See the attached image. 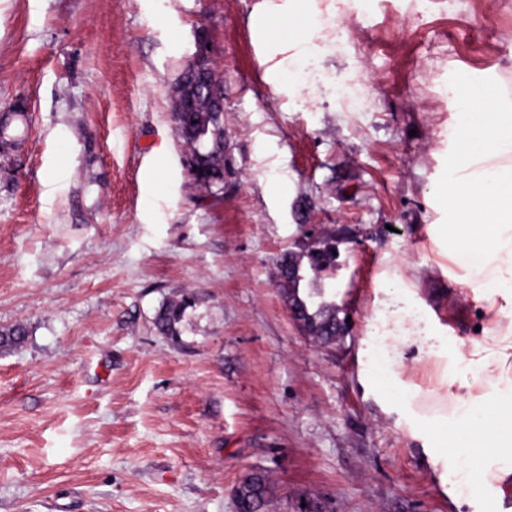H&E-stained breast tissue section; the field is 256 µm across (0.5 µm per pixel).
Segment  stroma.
<instances>
[{
  "instance_id": "stroma-1",
  "label": "stroma",
  "mask_w": 512,
  "mask_h": 512,
  "mask_svg": "<svg viewBox=\"0 0 512 512\" xmlns=\"http://www.w3.org/2000/svg\"><path fill=\"white\" fill-rule=\"evenodd\" d=\"M259 0H0V512H453L420 452L355 383L380 273L434 263L462 74L512 89V0H370L279 93ZM224 75V191L203 197L171 113L198 44ZM335 237L304 286L349 318L323 344L277 263ZM456 336L478 316L447 278ZM193 306L177 339L154 317ZM189 307H192V303L187 298L171 299L167 303H163L155 317L154 326L156 330L162 336L169 338L178 336L177 326L183 320ZM250 481H244L236 492L237 512H253L256 501L268 494L265 474L254 473Z\"/></svg>"
}]
</instances>
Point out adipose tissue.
<instances>
[{"mask_svg":"<svg viewBox=\"0 0 512 512\" xmlns=\"http://www.w3.org/2000/svg\"><path fill=\"white\" fill-rule=\"evenodd\" d=\"M304 2L259 0L252 26L267 79L310 102L314 88L284 79L317 50L321 30ZM280 16L290 23L285 41L270 31ZM454 101L458 150L434 195L467 224L461 233L432 224L427 235L449 286L466 289L490 325L476 336L451 335L432 306L440 290L424 298L413 287L427 275L423 264L392 265L374 291L356 378L364 398L420 449L441 486L459 468L502 494L512 491V97L469 82Z\"/></svg>","mask_w":512,"mask_h":512,"instance_id":"obj_1","label":"adipose tissue"}]
</instances>
